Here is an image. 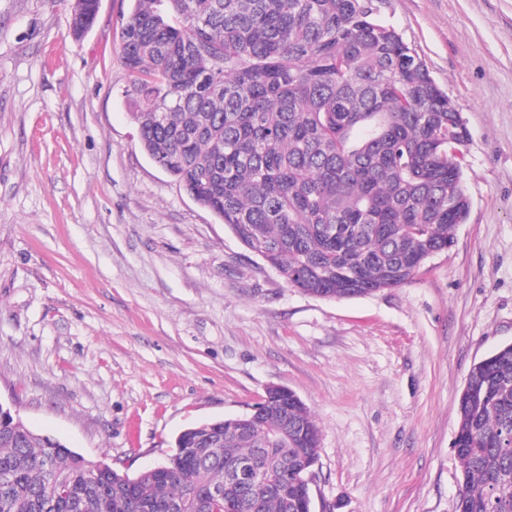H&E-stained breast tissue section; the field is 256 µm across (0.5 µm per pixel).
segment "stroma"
<instances>
[{"mask_svg":"<svg viewBox=\"0 0 512 512\" xmlns=\"http://www.w3.org/2000/svg\"><path fill=\"white\" fill-rule=\"evenodd\" d=\"M469 130L471 206L400 288L289 287L144 153L129 0L70 32L0 0V405L138 474L188 425L294 391L320 430L315 512H456L458 398L512 343V0H379Z\"/></svg>","mask_w":512,"mask_h":512,"instance_id":"obj_1","label":"stroma"}]
</instances>
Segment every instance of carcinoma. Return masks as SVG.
<instances>
[{"label": "carcinoma", "mask_w": 512, "mask_h": 512, "mask_svg": "<svg viewBox=\"0 0 512 512\" xmlns=\"http://www.w3.org/2000/svg\"><path fill=\"white\" fill-rule=\"evenodd\" d=\"M121 31L142 150L286 283L327 299L408 284L453 244L470 201L460 112L376 0H130ZM320 429L289 389L254 421L188 426L165 470L88 474L14 415L0 423V512H223L193 495L253 458L304 477ZM456 512H512V343L459 397ZM68 489L57 502L48 491ZM232 492V512H314L301 482Z\"/></svg>", "instance_id": "cac0c4a2"}]
</instances>
